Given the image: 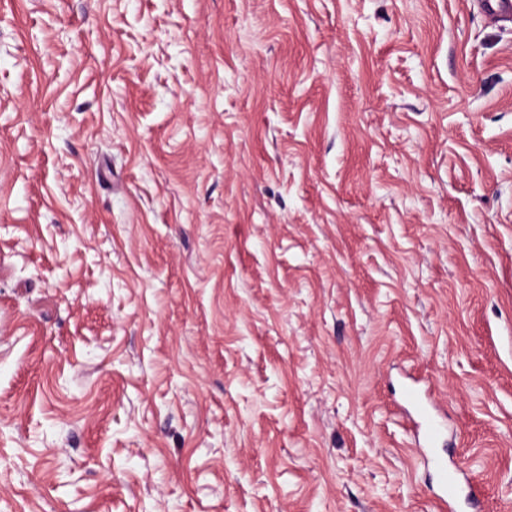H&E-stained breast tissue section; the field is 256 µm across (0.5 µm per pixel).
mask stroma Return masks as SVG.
I'll return each mask as SVG.
<instances>
[{"mask_svg":"<svg viewBox=\"0 0 512 512\" xmlns=\"http://www.w3.org/2000/svg\"><path fill=\"white\" fill-rule=\"evenodd\" d=\"M512 512V22L0 0V512ZM416 384L417 381L411 378V381L403 387V399L417 418L413 421L418 445L421 446L419 441L421 434L429 452L427 460L434 470L441 491L438 501L439 509L453 512L456 511V503L463 492L458 478V470H449L445 459L438 451L439 448H433L441 438V427L434 419L428 399L422 395Z\"/></svg>","mask_w":512,"mask_h":512,"instance_id":"obj_1","label":"stroma"}]
</instances>
